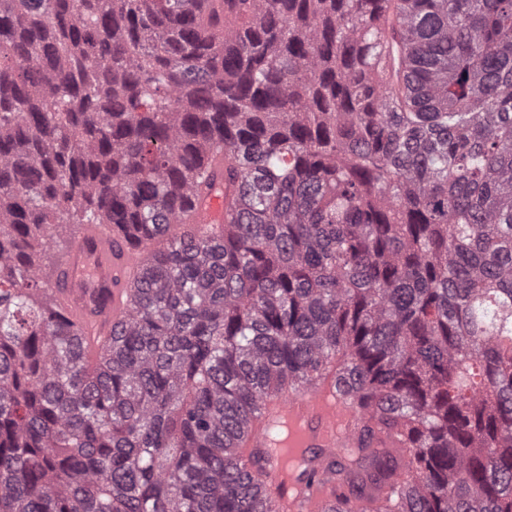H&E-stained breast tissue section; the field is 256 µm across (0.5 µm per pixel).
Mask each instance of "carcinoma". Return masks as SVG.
<instances>
[{
  "mask_svg": "<svg viewBox=\"0 0 512 512\" xmlns=\"http://www.w3.org/2000/svg\"><path fill=\"white\" fill-rule=\"evenodd\" d=\"M194 2L0 0V512H281L242 438L331 373L361 512H512V0ZM218 182L87 375L58 229ZM184 218L187 224H196L202 227L218 229L221 231L224 223V196L211 194L206 198L193 201L192 207Z\"/></svg>",
  "mask_w": 512,
  "mask_h": 512,
  "instance_id": "1",
  "label": "carcinoma"
}]
</instances>
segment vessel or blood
<instances>
[{
	"instance_id": "1",
	"label": "vessel or blood",
	"mask_w": 512,
	"mask_h": 512,
	"mask_svg": "<svg viewBox=\"0 0 512 512\" xmlns=\"http://www.w3.org/2000/svg\"><path fill=\"white\" fill-rule=\"evenodd\" d=\"M188 223L219 228L224 222V198L209 195L194 200ZM151 249L132 243L125 233L109 224L79 228L73 246L51 281L52 297L70 321L88 367H96L103 348L121 329L131 312L132 283ZM364 416L357 400L345 395L326 379L262 402L251 423L246 447H272L280 424L298 432V445L319 449L315 458H304L295 470L268 456L263 479L287 512H354L346 501L345 486L329 470L339 451L357 440Z\"/></svg>"
}]
</instances>
